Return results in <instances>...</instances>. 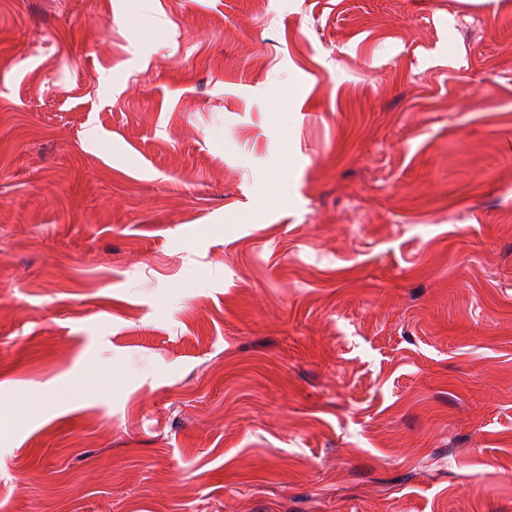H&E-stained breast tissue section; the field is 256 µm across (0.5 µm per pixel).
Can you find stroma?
Instances as JSON below:
<instances>
[{"mask_svg":"<svg viewBox=\"0 0 512 512\" xmlns=\"http://www.w3.org/2000/svg\"><path fill=\"white\" fill-rule=\"evenodd\" d=\"M58 390L0 512H512V0H0V398Z\"/></svg>","mask_w":512,"mask_h":512,"instance_id":"35a3bbf8","label":"stroma"}]
</instances>
